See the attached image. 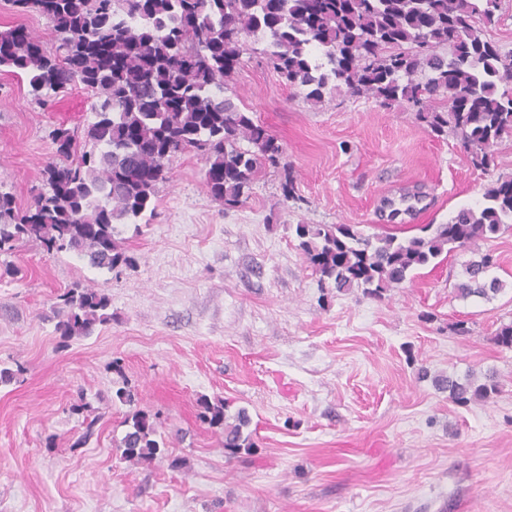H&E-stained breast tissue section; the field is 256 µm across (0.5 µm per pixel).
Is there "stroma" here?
Returning <instances> with one entry per match:
<instances>
[{"label":"stroma","instance_id":"obj_1","mask_svg":"<svg viewBox=\"0 0 512 512\" xmlns=\"http://www.w3.org/2000/svg\"><path fill=\"white\" fill-rule=\"evenodd\" d=\"M228 86L284 148L297 200L271 171L226 207L204 187L206 158L184 153L150 222L118 227L134 267L19 246L22 274L0 280V368L17 372L0 383V512H512V350L491 341L512 321V230L379 298L321 287L294 233L420 235L512 176V141L481 171L414 113L346 89L314 104L254 59ZM90 103L74 87L41 107L0 72V189L20 206L44 187L53 129L84 128ZM408 189L422 202L390 218ZM486 253L503 289L458 297ZM76 282L109 296L112 320L63 348L56 296ZM489 371L501 392L466 406L432 381ZM125 383L182 469L122 459ZM202 396L246 410L251 454L227 456L197 417Z\"/></svg>","mask_w":512,"mask_h":512}]
</instances>
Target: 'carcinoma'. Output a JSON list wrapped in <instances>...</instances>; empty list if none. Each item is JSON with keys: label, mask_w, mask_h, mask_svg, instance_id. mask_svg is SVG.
Masks as SVG:
<instances>
[{"label": "carcinoma", "mask_w": 512, "mask_h": 512, "mask_svg": "<svg viewBox=\"0 0 512 512\" xmlns=\"http://www.w3.org/2000/svg\"><path fill=\"white\" fill-rule=\"evenodd\" d=\"M500 0H11L15 12L47 18L45 38L20 25L0 30V69L28 83L46 104L73 86L92 98L93 115L77 134L52 133L47 191L21 208L0 192V253L37 242L48 254L75 252L109 271L133 264L117 225L154 213L167 164L190 151L208 156L204 186L226 207L247 200L264 168L283 170L285 201L297 199L283 149L247 107L225 96L226 80L259 53L265 66L312 101L346 87L385 108L415 113L431 132L453 134L475 168L512 137V56L482 37L480 20L498 21ZM265 42L259 49L256 44ZM512 230V178L500 179L476 208H461L428 236H369L351 224H298L299 247L322 286L360 288L379 298L443 252L470 248ZM492 256L464 270L456 291L486 300L503 289L487 279ZM65 314L62 346L112 321L109 297L74 285L57 296ZM456 404L497 394L495 373L436 379ZM129 406L123 459L163 458L156 420L124 389ZM200 419L224 429V449L254 447L249 418L226 415L224 401L203 399Z\"/></svg>", "instance_id": "carcinoma-1"}]
</instances>
